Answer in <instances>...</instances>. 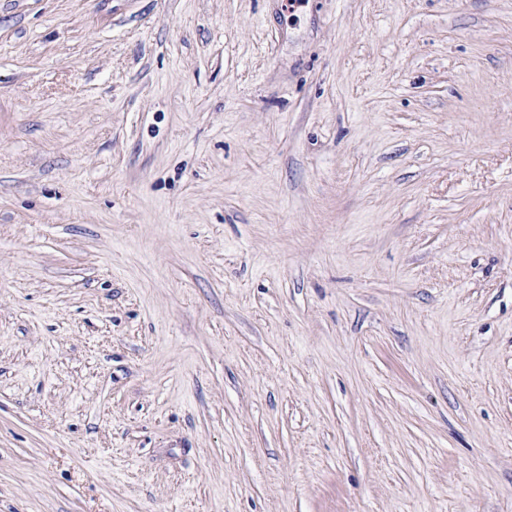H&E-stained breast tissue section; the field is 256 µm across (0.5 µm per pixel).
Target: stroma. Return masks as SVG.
<instances>
[{
	"mask_svg": "<svg viewBox=\"0 0 512 512\" xmlns=\"http://www.w3.org/2000/svg\"><path fill=\"white\" fill-rule=\"evenodd\" d=\"M0 512H512V0H0Z\"/></svg>",
	"mask_w": 512,
	"mask_h": 512,
	"instance_id": "obj_1",
	"label": "stroma"
}]
</instances>
